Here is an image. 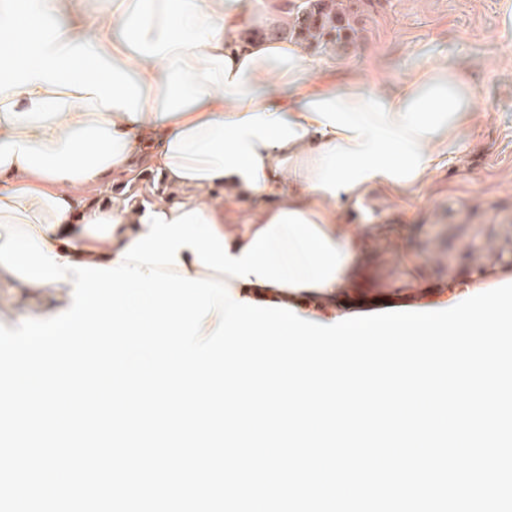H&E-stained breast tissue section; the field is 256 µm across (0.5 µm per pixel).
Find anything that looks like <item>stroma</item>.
Here are the masks:
<instances>
[{"label":"stroma","mask_w":512,"mask_h":512,"mask_svg":"<svg viewBox=\"0 0 512 512\" xmlns=\"http://www.w3.org/2000/svg\"><path fill=\"white\" fill-rule=\"evenodd\" d=\"M355 35L311 48L341 79L362 80L389 99L432 60L473 92L468 121L446 155L408 188L375 187L344 203L341 221L367 225L374 272L367 288L346 289L342 305L413 297L448 309L462 292L512 284V0H341ZM36 294L0 276V325L47 319Z\"/></svg>","instance_id":"1"}]
</instances>
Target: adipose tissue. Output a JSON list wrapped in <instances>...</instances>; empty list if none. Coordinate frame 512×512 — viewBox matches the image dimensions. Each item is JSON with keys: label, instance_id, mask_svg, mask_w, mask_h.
Returning <instances> with one entry per match:
<instances>
[{"label": "adipose tissue", "instance_id": "1", "mask_svg": "<svg viewBox=\"0 0 512 512\" xmlns=\"http://www.w3.org/2000/svg\"><path fill=\"white\" fill-rule=\"evenodd\" d=\"M280 0H0V218L31 228L61 259L111 266L148 228L198 209L238 257L283 212L345 248L320 288L335 304L366 277L357 228L337 203L421 179L469 109L471 91L427 63L397 97L339 84L297 41L235 43ZM157 172L149 200L81 203V191ZM251 208L240 214V201ZM238 299L288 289L200 266Z\"/></svg>", "mask_w": 512, "mask_h": 512}]
</instances>
